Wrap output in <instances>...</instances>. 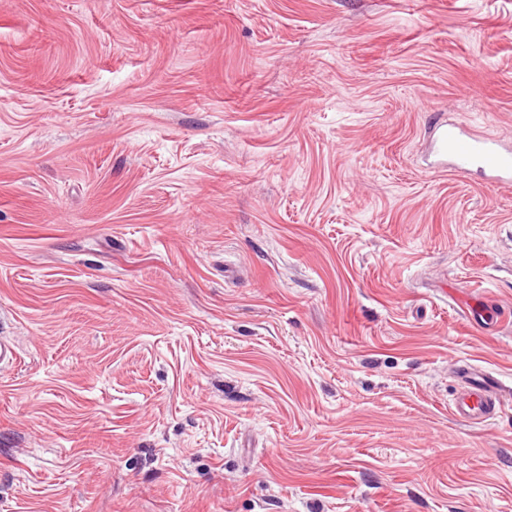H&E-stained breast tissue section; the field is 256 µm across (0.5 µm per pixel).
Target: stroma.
Instances as JSON below:
<instances>
[{
  "instance_id": "1",
  "label": "stroma",
  "mask_w": 512,
  "mask_h": 512,
  "mask_svg": "<svg viewBox=\"0 0 512 512\" xmlns=\"http://www.w3.org/2000/svg\"><path fill=\"white\" fill-rule=\"evenodd\" d=\"M512 0H0V512H512ZM496 304L501 321L467 313ZM433 149L439 161L433 172L481 171L494 188L512 186V141L489 136L459 123L435 118L430 126ZM449 370L455 383L449 402L452 416L472 427L491 423L504 402L506 387L492 373L463 360L452 361Z\"/></svg>"
}]
</instances>
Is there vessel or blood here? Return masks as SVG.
Returning <instances> with one entry per match:
<instances>
[{
	"instance_id": "1",
	"label": "vessel or blood",
	"mask_w": 512,
	"mask_h": 512,
	"mask_svg": "<svg viewBox=\"0 0 512 512\" xmlns=\"http://www.w3.org/2000/svg\"><path fill=\"white\" fill-rule=\"evenodd\" d=\"M430 137L438 156L435 171L467 173L476 169L492 187L512 186V141L438 118L430 127ZM449 370L455 383L449 402L452 416L472 427L491 423L505 399L506 389L501 381L463 360L452 361Z\"/></svg>"
}]
</instances>
